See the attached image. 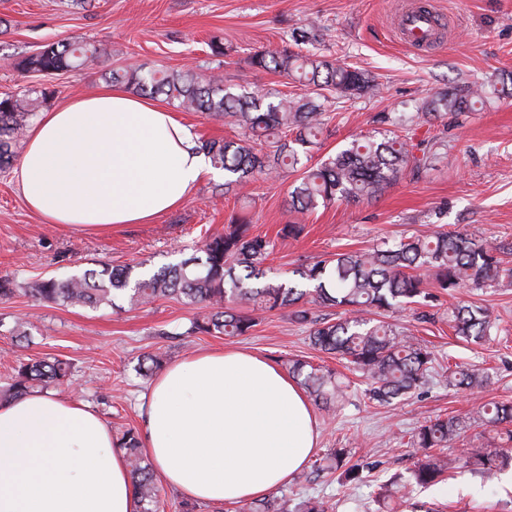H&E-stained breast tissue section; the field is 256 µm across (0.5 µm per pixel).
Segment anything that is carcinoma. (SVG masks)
<instances>
[{
	"label": "carcinoma",
	"instance_id": "1",
	"mask_svg": "<svg viewBox=\"0 0 512 512\" xmlns=\"http://www.w3.org/2000/svg\"><path fill=\"white\" fill-rule=\"evenodd\" d=\"M296 46L321 40L315 22L295 28ZM103 50L78 39L44 45L22 61L32 72L58 74L93 64ZM250 66L286 74L301 83L304 92L294 94H234L224 88L218 74L203 76L193 68L172 71H143L139 67L112 68V82L148 97H161L185 112H204L224 119L241 131V138L202 145L214 167L224 171V190L239 186L255 175L298 171L300 152L307 150L325 125V92L339 97L374 95L379 85L372 74L324 55L293 50H261L248 58ZM481 85L462 93H441L425 100L411 116V123L428 122L439 112L458 113L483 103ZM26 94L0 96V165L12 158V144L32 116ZM412 138L396 134L381 139L363 136L301 170L291 193V209L307 214L338 201H364L377 197L404 174L410 163L426 166L437 158L428 150L422 158L413 154ZM252 226L237 214L228 217L224 233L207 240L204 256L167 264L157 270L139 271L133 266L89 269L65 279L39 278L18 284L0 277V298L18 291L40 302L63 306H116L123 300L132 308L160 298L178 296L207 312L192 318L188 335L245 336L258 324L254 313L289 310L294 323L308 329L310 344L349 364L369 382V400L392 404L425 383L433 354L416 336L380 319L402 303L432 297L428 288L453 294L463 288H481L512 279V269L501 266L496 248L482 240L446 231L412 235L398 242L382 241L367 252H342L312 265L301 264L293 277L280 281L267 276L265 262L275 244L251 232ZM310 296L311 306L304 298ZM245 303L252 313L236 312ZM345 308L346 316L331 322L319 309ZM454 334L479 344L491 336L496 319L486 309L463 301L448 310ZM163 366V359L145 354L138 359L137 373L150 377ZM288 373L314 401L334 405L346 396L336 373L309 362L294 360ZM71 375L70 363L61 359L21 358L14 367L12 382L0 392L5 399L44 389ZM448 386L484 389L490 383L485 370L474 365L448 366ZM500 429L498 442H478L460 456L444 453L448 443L459 438L471 421ZM413 444L425 450L405 481L384 485L376 502L380 512H393L413 485L446 480L458 464L470 467L483 480H493L503 468L512 466V404L489 402L476 418L439 417L420 425ZM116 446L125 451L133 484L136 512H159V488L152 462L141 452L139 432L134 427L116 436ZM349 451L332 448L322 461L325 468L339 471L344 484L359 479L363 466L348 464ZM244 512H288L285 500L264 498L250 503Z\"/></svg>",
	"mask_w": 512,
	"mask_h": 512
}]
</instances>
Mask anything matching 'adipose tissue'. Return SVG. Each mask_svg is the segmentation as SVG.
Masks as SVG:
<instances>
[{"mask_svg":"<svg viewBox=\"0 0 512 512\" xmlns=\"http://www.w3.org/2000/svg\"><path fill=\"white\" fill-rule=\"evenodd\" d=\"M190 126L157 102L101 86L40 113L16 179L46 223L111 233L149 224L215 173ZM314 413L287 372L247 350L170 363L145 402L141 446L182 498L268 497L317 446ZM127 460L108 424L58 392L0 401V512H134Z\"/></svg>","mask_w":512,"mask_h":512,"instance_id":"1","label":"adipose tissue"}]
</instances>
